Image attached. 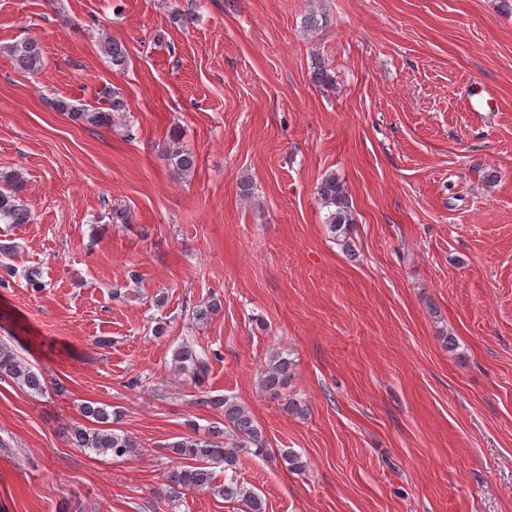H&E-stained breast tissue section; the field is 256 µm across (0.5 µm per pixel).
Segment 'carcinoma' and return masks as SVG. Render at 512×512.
I'll return each mask as SVG.
<instances>
[{
  "label": "carcinoma",
  "instance_id": "obj_1",
  "mask_svg": "<svg viewBox=\"0 0 512 512\" xmlns=\"http://www.w3.org/2000/svg\"><path fill=\"white\" fill-rule=\"evenodd\" d=\"M100 48L110 60L112 67L120 70L128 63L129 53L126 46L114 39H104ZM14 68L22 73L35 74L43 65V50L35 39H26L8 48ZM108 110L94 108L92 110L76 106L65 99H57L53 106L74 122H82L91 126L101 127L109 124L111 113L120 112L124 101L112 90L106 92ZM174 170L186 176L195 167L192 152L179 147L170 153ZM4 187L0 189V223L28 224L32 222V214L23 201L25 188L24 177L17 173L0 175ZM321 205L328 209L325 224L347 251L351 243L347 234V226L354 223L349 199L343 182L334 173L324 175L316 187ZM220 303L214 299L204 301L193 308V318L198 321L211 319L219 312ZM173 360L176 367L188 373L196 387L204 384L210 369L211 355L209 350L201 346L195 337L184 336L174 351ZM8 377L18 386L40 395L46 390L42 376L20 357L15 348L8 342L0 340V379ZM294 377L293 362L282 353L274 351L260 372V385L264 392L279 396L288 389ZM202 403L221 411L222 421L212 423L208 436H183L168 445L169 450L183 459H191L198 465L182 466L172 469L168 474L169 494L176 497L183 490L208 492L218 495L229 502L245 505L243 512H265V504L261 497L237 478V470L242 458L266 456L269 454L268 441L262 428L257 424L247 407L232 396L207 397ZM82 416L89 425H76L72 429L71 444L78 448H90L97 453L106 454L113 460L129 459L138 453V445L134 437L122 431L109 428L112 413L107 407L94 401H88L81 407ZM281 464L294 473L306 469V461L301 454L283 449L279 452ZM224 464V471L231 475L224 482L216 483L208 463Z\"/></svg>",
  "mask_w": 512,
  "mask_h": 512
}]
</instances>
